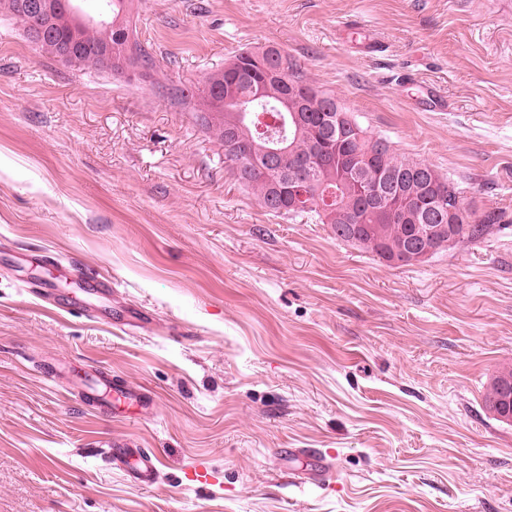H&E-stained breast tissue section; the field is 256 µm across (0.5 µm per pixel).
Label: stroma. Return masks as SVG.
I'll list each match as a JSON object with an SVG mask.
<instances>
[{"mask_svg": "<svg viewBox=\"0 0 512 512\" xmlns=\"http://www.w3.org/2000/svg\"><path fill=\"white\" fill-rule=\"evenodd\" d=\"M131 20L156 62L132 82L37 53L0 8V512H512V424L485 403L512 368V223L389 264L262 208L168 93L277 47L512 214V7L132 0ZM76 263L111 290L87 296ZM87 369L144 408L86 404ZM121 439L160 456L156 484L112 463ZM199 460L217 484L186 481Z\"/></svg>", "mask_w": 512, "mask_h": 512, "instance_id": "1", "label": "stroma"}]
</instances>
